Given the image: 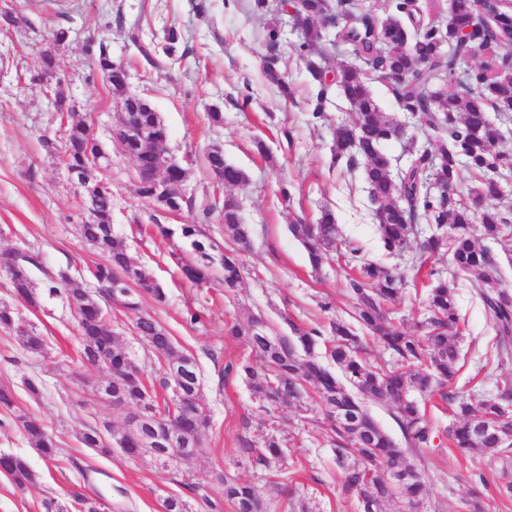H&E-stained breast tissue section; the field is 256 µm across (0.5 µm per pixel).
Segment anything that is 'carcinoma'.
<instances>
[{
	"instance_id": "carcinoma-1",
	"label": "carcinoma",
	"mask_w": 512,
	"mask_h": 512,
	"mask_svg": "<svg viewBox=\"0 0 512 512\" xmlns=\"http://www.w3.org/2000/svg\"><path fill=\"white\" fill-rule=\"evenodd\" d=\"M331 9L329 0H305L299 44L308 73L320 85L316 105L319 112L327 99L323 76L331 59V54L320 48L319 23ZM488 10L495 17L481 32L488 56L466 75L468 91L463 95L427 90L434 81L454 76L456 58L464 52L460 47L443 52L448 31L431 24L411 37L399 19L382 17L371 10L356 15L354 23L338 28L336 43L349 45L366 67L343 62L336 65L337 87L354 118L331 129L330 168L349 172L363 166L377 232L388 254L398 256L412 249V267L418 270L429 260L438 262L448 255L458 271L472 275L471 286L497 330V364L504 366L512 362V290L501 284L489 244L512 247V212L495 204L499 196L491 169L512 166V152L493 143L488 109L506 118L512 112V82L498 75L497 60V49L512 46V0H489ZM472 23L471 0H455L450 24L463 29ZM419 60L428 62L427 70L415 71ZM122 68V62L99 46L97 73L115 90L122 88L115 81ZM393 68L405 74L398 96L411 102L420 112L421 126L431 131L423 147L409 145L412 164L396 176L383 151L391 140L394 120L380 110L369 86V81L382 80ZM59 70L58 53H49L43 58L39 79L53 78ZM127 116L152 130L153 137L135 153V192L156 203L153 177L167 130L156 112L141 108ZM64 153L65 165L79 171L82 186L96 187L93 194H85L93 219L79 225V232L85 243L102 256V262L96 264L100 298L93 297L64 270L50 280L48 289L53 293L65 291L78 316L77 329L86 336L83 356L103 360L102 378L112 379V408L126 412L125 424L112 431V440L121 443L130 457L149 455L163 447L157 441L165 438L163 429L133 425L145 411L162 406L167 414L175 409L182 443L198 447L209 427V419L199 406V380L190 378L187 384H180L164 369L149 391L142 367L114 340L109 316L112 306L136 310L139 293H147L159 303L165 302L166 293L147 267L133 261L124 238L112 232V187L97 176L98 170L109 166V158L102 157L96 167L90 165L94 145L87 136V123L76 112L68 113ZM206 162L228 187L247 182L246 172L227 163L220 147L207 153ZM464 169L477 176V184L467 198L458 189ZM203 214L206 218L215 214L224 222V235L236 248L217 257L200 225L182 224L181 237L193 255V260L182 266V273L189 281L206 285L218 267L223 273L224 290L231 291L242 279L239 252L249 247L251 229L240 223L238 205L231 198L214 203ZM421 219L435 225V230L422 240L418 239ZM292 230L314 269H319L332 252L344 258L351 270L346 288L352 298L353 322L338 319L325 331L289 319L291 337L272 335L267 323L257 316L245 324L229 326L226 334L242 340L250 356L227 364L225 372L234 371L249 384L261 410L271 414L280 407L294 406L301 402L307 385L315 387L320 399V422L342 473V490L357 497L362 512H383L385 503L395 498H405L410 504L423 501L425 486L408 463L407 454L421 453L434 445V428L422 406L428 399H438L449 407L452 419L446 429L448 442L461 454L512 453V444H503L500 432V426L512 423V381H502L497 384L496 394L475 403L455 389L461 331L454 286L440 276L439 270L432 267L428 272L435 283L427 294V316L420 323L421 331L407 332L399 329L395 311L389 308L401 293L403 278L392 266L366 260L357 241L338 238L336 216L331 210H323L317 223L295 224ZM34 263V256L27 252L0 253V267L10 275L13 295L30 306L37 305L35 286L28 274V266ZM125 279L128 285L113 290L114 282ZM135 327L157 358L174 365L193 360L153 317H138ZM0 329L20 330L14 309L4 303H0ZM360 330L372 335L389 354L388 364L371 361ZM21 336L27 351L43 352L42 336L25 330H21ZM321 345L325 347L322 357L318 353ZM327 360L336 370L325 364ZM370 404L393 407V418L404 442L396 441L379 426L369 412ZM338 409L349 414L352 423L337 427ZM15 418L41 455L54 459L57 443L43 424L25 414ZM79 441L101 455L112 453L94 427L80 433ZM237 454L240 460L255 466L284 465L288 439L277 429L262 437L259 444L244 436L239 438ZM0 473L21 487L34 483L28 464L16 455H0ZM403 477L407 483L402 489L393 479ZM218 480L224 486V499L234 505L236 512H263L266 494L258 487L221 475ZM487 487L482 475L472 480L469 512H486L483 489Z\"/></svg>"
}]
</instances>
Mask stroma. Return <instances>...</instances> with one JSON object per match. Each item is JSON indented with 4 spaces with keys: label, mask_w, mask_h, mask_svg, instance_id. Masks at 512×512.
Here are the masks:
<instances>
[{
    "label": "stroma",
    "mask_w": 512,
    "mask_h": 512,
    "mask_svg": "<svg viewBox=\"0 0 512 512\" xmlns=\"http://www.w3.org/2000/svg\"><path fill=\"white\" fill-rule=\"evenodd\" d=\"M0 8L26 18L25 24L0 29V252L19 248L35 256L29 275L38 294L33 306L14 300L9 278L0 270V303L12 304L22 329L35 328L46 340L44 351L34 354L23 348L19 332L0 331V383L14 387L17 406L13 412L0 409V454L22 457L35 476L33 486L21 488L0 473V512H55L75 492L101 499L105 512H164L169 496L185 500L191 512H233L214 478L218 472L261 487L290 483L313 512H359L356 497L342 490L341 471L317 423L314 388L306 389L301 407H283L271 417L258 410L244 379L223 373L245 351L242 341L225 336L228 324L260 316L274 333L287 336L290 322L325 325L331 316L350 312L342 259L331 257L313 270L291 231L292 225L314 222L321 208L335 212L340 237L358 239L369 260L390 261L404 274L406 285L393 304L402 329L415 330L423 320L430 288L426 273L415 272L405 256L387 257L374 230L362 170L343 174L331 168V129L351 121L352 112L332 87L323 117H313L319 87L296 51L300 38L280 0H268L263 12L254 0H0ZM59 26L71 30L60 51L61 88L77 102L111 159L101 176L112 184V230L167 293L162 304L141 296L136 313L113 310L116 340L146 377H153L159 363L135 333L138 315H149L198 365L201 405L209 417L204 450L174 469L118 448L104 456L78 440L90 425L123 427L124 413L94 397L98 373L80 361L83 343L67 298L46 287L58 271L78 279L100 261L79 234L86 218L83 193L68 179L58 155L41 143L45 136L60 138L48 87L37 79L49 47L46 35ZM271 27L279 33L273 46L266 38ZM172 29L180 51L170 56L164 47ZM102 45L126 64L130 90L160 114L168 128L166 153L189 170L177 188L187 201L178 214L165 213L135 193V162L112 140L118 109L95 67L94 50ZM269 60L287 80L288 94L265 77ZM215 110L222 112L223 123L210 121ZM258 139L267 143L270 157L257 152ZM215 146L223 148L227 163L247 173L244 185L215 182L205 163ZM225 196L237 201L242 223L253 229L252 247L242 256L243 280L231 293L220 274L202 287L183 276L181 268L192 255L177 233L179 225L197 224L219 247H228L223 224L202 214L214 198ZM161 224L173 229V236L161 237ZM440 268L455 283L463 327L456 389L477 399L492 392L501 376H512V366L497 368L496 328L467 276L447 261ZM324 301L332 302L331 311L321 310ZM190 309L200 312L201 322H186ZM27 377L42 382L39 398L24 390ZM18 411L40 420L55 438V461L31 447L14 417ZM427 412L444 447L410 455L409 462L426 485L428 512H468L466 492L476 474L489 484L488 512H512V499L502 493L512 483V455L460 456L445 444L447 410L431 405ZM274 426L290 438L287 465L269 471L239 462V435L258 440Z\"/></svg>",
    "instance_id": "35a3bbf8"
}]
</instances>
